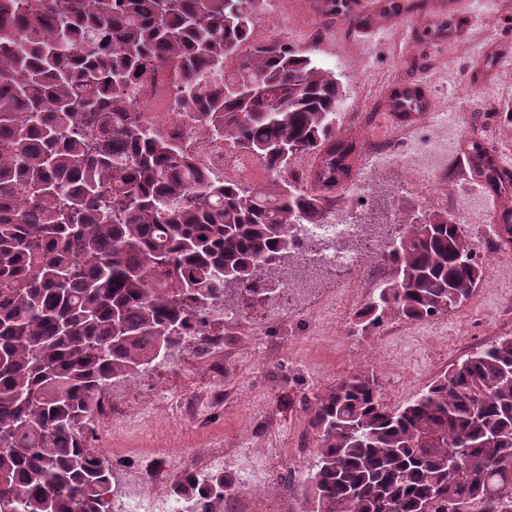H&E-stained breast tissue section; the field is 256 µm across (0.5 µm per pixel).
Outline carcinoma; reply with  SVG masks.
<instances>
[{"label":"carcinoma","mask_w":512,"mask_h":512,"mask_svg":"<svg viewBox=\"0 0 512 512\" xmlns=\"http://www.w3.org/2000/svg\"><path fill=\"white\" fill-rule=\"evenodd\" d=\"M266 0H0V512H112V474L88 443L115 380L215 313H244L299 271L295 224L336 210L355 143L336 136L342 91L314 46L254 44ZM158 66L182 83L193 134L261 157L247 190L198 167L130 93ZM490 186L495 171L473 145ZM322 153L314 193L277 178ZM405 240L351 336L467 299L486 269L448 213L400 212ZM306 408L318 437L312 512H512V336L384 406L359 372ZM234 480L188 482L186 499Z\"/></svg>","instance_id":"1"}]
</instances>
